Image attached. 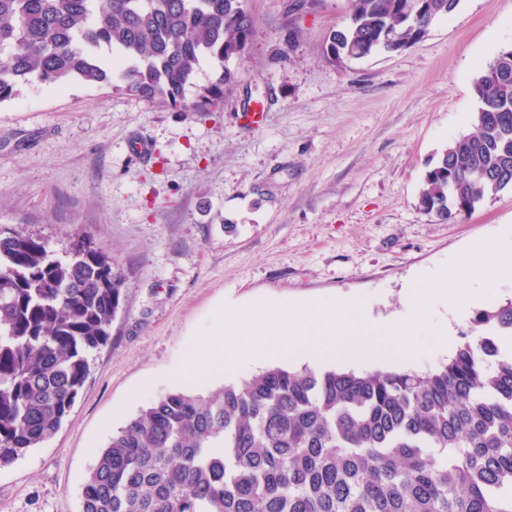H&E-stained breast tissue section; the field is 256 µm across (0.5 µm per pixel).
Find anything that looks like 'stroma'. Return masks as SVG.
<instances>
[{"label": "stroma", "instance_id": "stroma-1", "mask_svg": "<svg viewBox=\"0 0 512 512\" xmlns=\"http://www.w3.org/2000/svg\"><path fill=\"white\" fill-rule=\"evenodd\" d=\"M254 33L221 107L184 112L121 83L22 88L0 104V224L56 251L90 235L127 276L108 344L61 429L0 469V512H79L98 451L179 388L223 305L349 296L386 317L406 284L512 229V189L443 222L423 176L469 133L473 79L512 46V0H460L419 43L337 63L347 0H244ZM252 104L262 123L245 127ZM147 140L146 161L130 145Z\"/></svg>", "mask_w": 512, "mask_h": 512}]
</instances>
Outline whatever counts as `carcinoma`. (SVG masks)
<instances>
[{"label": "carcinoma", "instance_id": "1", "mask_svg": "<svg viewBox=\"0 0 512 512\" xmlns=\"http://www.w3.org/2000/svg\"><path fill=\"white\" fill-rule=\"evenodd\" d=\"M460 0H348L326 56L416 44ZM244 0H0V103L37 82L119 79L173 108L210 112L250 43ZM211 82L185 102L201 61ZM474 131L426 171L419 209L443 221L512 188V48L473 82ZM127 279L81 235L61 253L0 225V468L51 440L107 345ZM435 368L271 366L207 393L171 390L112 434L81 512H512V300L484 310Z\"/></svg>", "mask_w": 512, "mask_h": 512}]
</instances>
